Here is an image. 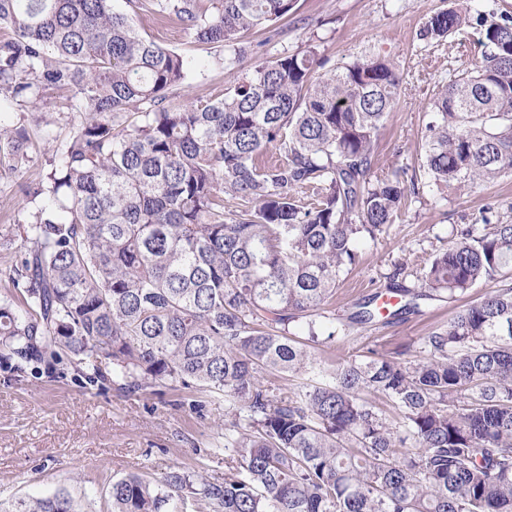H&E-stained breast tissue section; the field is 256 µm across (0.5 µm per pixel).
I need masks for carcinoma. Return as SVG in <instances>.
<instances>
[{"mask_svg": "<svg viewBox=\"0 0 512 512\" xmlns=\"http://www.w3.org/2000/svg\"><path fill=\"white\" fill-rule=\"evenodd\" d=\"M298 0H150L194 42L241 62L240 39ZM112 0H0V99L40 111L48 90L78 114L50 171L26 185L24 252L0 302V365L68 361L93 383L224 397V481L180 468L112 481L111 512H512V222L465 224L393 316L419 301L495 287L421 338L326 363L314 350L359 245L425 187L450 193L512 172V15L451 0L422 23L440 43L472 28L481 61L430 100L421 163L378 174L375 146L397 104L394 60L368 54L323 74L317 47L283 51L209 100L173 101L192 64ZM28 126H0V166L32 162ZM244 203L224 215V197ZM364 297L348 323L378 317ZM306 376L293 396L269 376ZM391 402L392 426L364 394ZM0 512H83L68 492Z\"/></svg>", "mask_w": 512, "mask_h": 512, "instance_id": "carcinoma-1", "label": "carcinoma"}]
</instances>
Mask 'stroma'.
I'll return each instance as SVG.
<instances>
[{"label":"stroma","mask_w":512,"mask_h":512,"mask_svg":"<svg viewBox=\"0 0 512 512\" xmlns=\"http://www.w3.org/2000/svg\"><path fill=\"white\" fill-rule=\"evenodd\" d=\"M447 0H298V23H283L270 52L300 51L317 45L330 65L341 66L366 53L392 58L403 74L401 95L381 130L374 158L376 172L414 165L430 120L428 102L452 69L473 67L481 58L478 33L469 29L441 45L420 41L426 17L447 8ZM146 34L185 53L194 64L190 93L208 99L223 93L232 79L212 50L195 44L180 23L158 14L144 16ZM75 114L66 95H46L41 111L0 102V124L28 125L33 161L22 174L0 169V299L9 268L22 248L13 229L26 217L22 185L47 170L49 152L42 137L51 131L65 138ZM512 220V175L464 194L425 189L409 197L393 224L364 245L355 269L336 290L337 310L385 290L396 264H404L402 284L413 288L433 256L446 247L455 226L481 223L487 205ZM456 308L444 298L424 300L418 313L393 322L382 320L336 332L320 347L326 362L377 348L392 352L417 345L422 336L447 324ZM104 379L90 383L75 377L69 363L53 373L13 376L0 367V500L42 497L59 490L79 500L83 512H111L108 490L113 479L138 474L160 478L170 467L223 479L224 455L212 425L224 418L222 396L194 389L148 387L122 389L103 365Z\"/></svg>","instance_id":"1"}]
</instances>
